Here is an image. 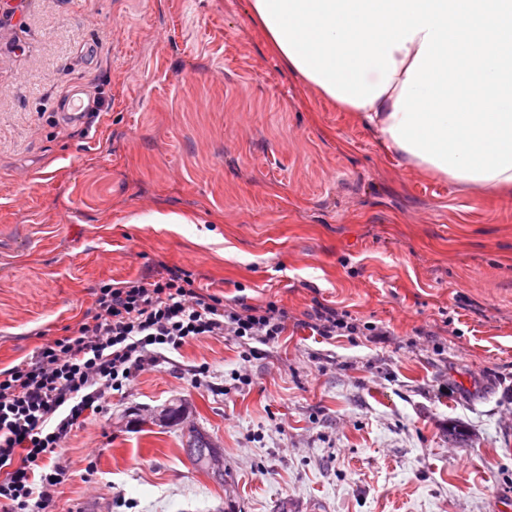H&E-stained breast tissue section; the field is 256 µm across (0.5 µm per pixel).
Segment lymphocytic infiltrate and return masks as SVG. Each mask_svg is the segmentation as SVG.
Segmentation results:
<instances>
[{
    "mask_svg": "<svg viewBox=\"0 0 512 512\" xmlns=\"http://www.w3.org/2000/svg\"><path fill=\"white\" fill-rule=\"evenodd\" d=\"M287 322L275 303L228 305L202 293L179 267L102 285L93 315L71 335L0 371V512H46L64 474L52 450L134 371L207 337L266 345Z\"/></svg>",
    "mask_w": 512,
    "mask_h": 512,
    "instance_id": "f902f5d3",
    "label": "lymphocytic infiltrate"
}]
</instances>
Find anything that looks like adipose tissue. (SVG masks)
<instances>
[{"mask_svg":"<svg viewBox=\"0 0 512 512\" xmlns=\"http://www.w3.org/2000/svg\"><path fill=\"white\" fill-rule=\"evenodd\" d=\"M288 69L409 165L512 193V0H250Z\"/></svg>","mask_w":512,"mask_h":512,"instance_id":"adipose-tissue-1","label":"adipose tissue"}]
</instances>
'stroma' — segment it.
Listing matches in <instances>:
<instances>
[{
    "label": "stroma",
    "mask_w": 512,
    "mask_h": 512,
    "mask_svg": "<svg viewBox=\"0 0 512 512\" xmlns=\"http://www.w3.org/2000/svg\"><path fill=\"white\" fill-rule=\"evenodd\" d=\"M10 3L0 371L70 335L102 285L165 266L288 312L276 343L194 341L107 392L53 453L49 512H505L512 198L387 149L267 50L249 0ZM76 84L104 92L95 123L64 114ZM318 303L357 334L314 335ZM193 427L225 483L187 458Z\"/></svg>",
    "instance_id": "35a3bbf8"
}]
</instances>
